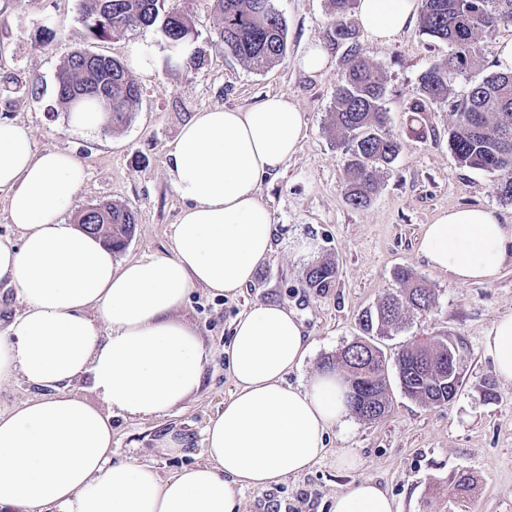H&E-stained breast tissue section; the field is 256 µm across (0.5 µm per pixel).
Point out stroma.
Wrapping results in <instances>:
<instances>
[{
	"label": "stroma",
	"instance_id": "1",
	"mask_svg": "<svg viewBox=\"0 0 512 512\" xmlns=\"http://www.w3.org/2000/svg\"><path fill=\"white\" fill-rule=\"evenodd\" d=\"M79 4L0 0V120L24 126L35 150H64L81 162L86 179L76 210L111 203L135 213V233L114 253L115 265L171 255L172 230L183 203L169 181L166 151L193 114L215 105L245 107L266 95L286 93L306 124L297 154L261 187L260 198L276 229L270 260L236 295L194 289L181 312L210 352L201 389L161 418L113 417V458L138 459L164 477L203 462L204 429L234 389L224 349L241 312L258 303H279L301 320L312 348L301 370L286 377L296 386L359 335L362 313L396 290L395 273L407 267L431 290L435 304L409 312L404 329L378 345L391 361L420 336L441 334L457 342L463 381L457 396L445 405H425L391 382L384 417L370 422L354 416L344 429L330 431L323 460L270 490H244L243 512H330L336 492L360 478L375 480L395 499L399 512H512V384L498 379L484 346L494 321L512 312V262L492 282L461 286L432 269L415 249L423 225L442 210L493 208L512 224V204L500 200L496 175L460 166L449 151L453 116L448 105L424 112V135L409 127L407 110L419 77L447 56V45L422 35L416 23L384 45L360 36L384 77L388 129L402 148L383 171L372 202L354 209L343 194V148L330 131L339 55L331 53L333 66L320 76H307L295 66L309 44L327 41V0H277L287 25L288 52L266 69L226 55L214 42L222 22L217 0H187L202 65L192 71L163 65L135 75L141 105L126 125L108 130L74 126L58 103L63 62L80 50L122 60L137 42L152 44L164 57L168 45L156 26L88 38ZM45 27L55 33L47 42L39 39ZM294 236L312 240L315 252L294 257L288 250ZM325 260L338 266L333 286L323 292L303 288L307 268ZM489 382L496 393L492 400L484 396ZM171 431L188 437L187 454L172 456L158 448ZM340 451L356 456L358 467L339 470Z\"/></svg>",
	"mask_w": 512,
	"mask_h": 512
}]
</instances>
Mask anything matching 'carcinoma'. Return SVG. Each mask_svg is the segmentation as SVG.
<instances>
[{
	"label": "carcinoma",
	"mask_w": 512,
	"mask_h": 512,
	"mask_svg": "<svg viewBox=\"0 0 512 512\" xmlns=\"http://www.w3.org/2000/svg\"><path fill=\"white\" fill-rule=\"evenodd\" d=\"M223 22L215 31L224 52L256 68L278 63L286 53L287 28L275 0H217ZM356 0H328V39L342 51L341 74L331 112V125L345 148L348 180L345 198L354 207L368 205L380 187V171L392 164L401 142L387 132L388 115L382 100L386 87L379 68L355 40L348 16ZM80 14L88 35L104 39L116 33L160 24L170 50L195 43L194 21L178 0H81ZM512 25V0H422L420 31L448 44V57L422 75L408 112L419 120L433 103L448 101L454 85L468 80L453 101L454 121L448 129V148L464 167L497 176L501 200L512 202V73L493 72L480 80L469 76L480 55V37ZM58 102L70 109L93 100L104 109L103 126L116 128L137 111L140 89L123 63L89 51L73 53L61 68ZM80 225L112 250H122L135 231V215L125 207L99 204L83 210ZM337 278V266L319 263L306 272L304 287L321 291ZM398 291L385 296L375 311L362 317L364 336L346 345L324 369H344L350 393L358 396L355 415L375 421L386 413L387 365L374 336H385L403 324L408 309L432 306L431 292L406 267L396 272ZM452 343L442 336L417 340L397 353L400 388L411 399L428 405L453 400L462 381L448 383Z\"/></svg>",
	"instance_id": "obj_1"
}]
</instances>
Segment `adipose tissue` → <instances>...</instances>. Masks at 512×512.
<instances>
[{"label":"adipose tissue","instance_id":"ef3b65f1","mask_svg":"<svg viewBox=\"0 0 512 512\" xmlns=\"http://www.w3.org/2000/svg\"><path fill=\"white\" fill-rule=\"evenodd\" d=\"M418 0H357L372 41L409 27ZM287 94L240 108L208 107L168 146V175L183 202L173 254L113 266L110 248L67 223L85 173L65 151H36L26 130L0 122V192L20 240L0 238V279L24 311L0 333V384L42 389L0 412V512H242L244 489L303 474L345 428L346 385L316 372L286 384L311 344L287 306L261 303L233 323L225 350L234 391L204 431V462L162 477L150 464L112 459V416L169 414L199 390L209 352L177 316L193 289L233 296L272 253L264 177L296 155L305 136ZM418 252L456 283L495 280L512 259V224L489 208L440 211ZM484 345L512 383V313ZM89 381L94 406L71 387ZM331 512H398L374 480L336 493Z\"/></svg>","mask_w":512,"mask_h":512}]
</instances>
